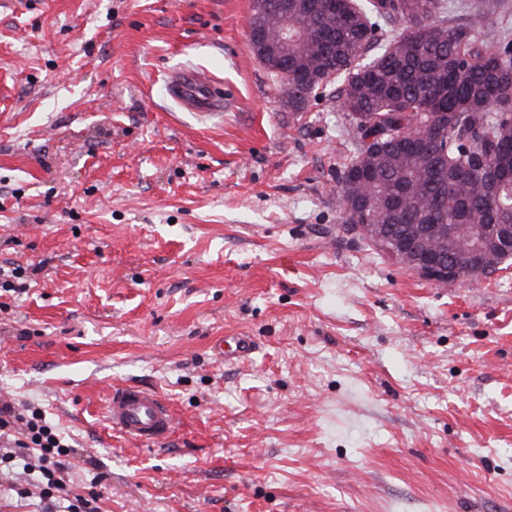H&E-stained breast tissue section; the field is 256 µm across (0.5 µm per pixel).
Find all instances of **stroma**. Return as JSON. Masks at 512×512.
<instances>
[{
    "label": "stroma",
    "instance_id": "stroma-1",
    "mask_svg": "<svg viewBox=\"0 0 512 512\" xmlns=\"http://www.w3.org/2000/svg\"><path fill=\"white\" fill-rule=\"evenodd\" d=\"M449 19L487 42L512 0ZM252 0H0V398L99 512H512V270L421 279L341 220L352 130L254 57ZM200 71L202 122L167 94ZM248 336L244 358L214 341ZM159 393L163 440L106 419ZM170 92L182 106L198 112L201 117L215 115L224 107L210 81L199 73L175 75L170 81ZM106 415L113 428L140 441L160 440L173 429V417L164 399L134 387L114 389Z\"/></svg>",
    "mask_w": 512,
    "mask_h": 512
}]
</instances>
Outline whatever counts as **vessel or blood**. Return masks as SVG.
I'll return each mask as SVG.
<instances>
[{"label":"vessel or blood","mask_w":512,"mask_h":512,"mask_svg":"<svg viewBox=\"0 0 512 512\" xmlns=\"http://www.w3.org/2000/svg\"><path fill=\"white\" fill-rule=\"evenodd\" d=\"M170 92L182 106L203 117L217 114L224 106L209 80L197 73L174 76ZM106 415L113 428L141 441L160 440L173 429V417L164 399L134 387L114 389Z\"/></svg>","instance_id":"b4317fda"}]
</instances>
